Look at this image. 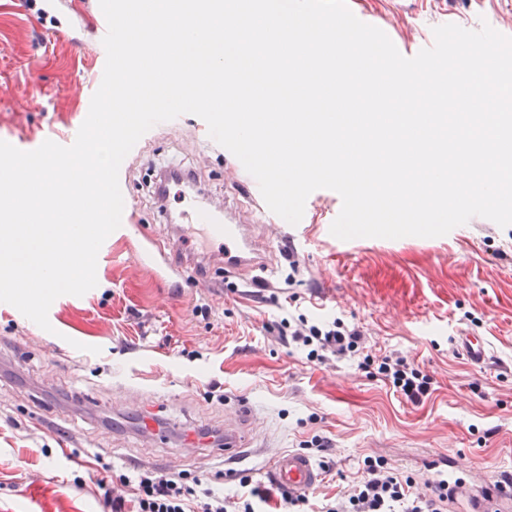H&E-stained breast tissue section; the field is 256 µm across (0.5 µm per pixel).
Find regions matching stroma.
Segmentation results:
<instances>
[{
    "instance_id": "obj_1",
    "label": "stroma",
    "mask_w": 512,
    "mask_h": 512,
    "mask_svg": "<svg viewBox=\"0 0 512 512\" xmlns=\"http://www.w3.org/2000/svg\"><path fill=\"white\" fill-rule=\"evenodd\" d=\"M76 2L51 18L0 0V134L47 140L81 121L99 72L79 15L97 0ZM368 9L411 47L445 14L512 36V0H370ZM209 140L192 114L141 137L121 164L134 221L99 251L96 287L52 303L51 330L0 303V512H111L99 480L147 469L221 495L240 493L245 474L265 491L266 458L228 472L182 441L223 428L242 402L256 412L252 439L270 451L330 441L331 471L309 492V512L341 497L369 457L420 492L441 472H512V226L475 217L442 237L343 241L330 232L335 201L315 192L294 254L283 251L279 216L258 227L265 287H238L220 265L201 278L183 267L194 246L159 215L148 175L176 164L211 201L254 216L242 163ZM298 314L359 326L369 354L406 356L432 377V393L415 404L355 362L309 361L277 331ZM463 330L488 338L491 365L461 357ZM147 420L163 438L143 432Z\"/></svg>"
}]
</instances>
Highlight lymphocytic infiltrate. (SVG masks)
<instances>
[{
	"label": "lymphocytic infiltrate",
	"mask_w": 512,
	"mask_h": 512,
	"mask_svg": "<svg viewBox=\"0 0 512 512\" xmlns=\"http://www.w3.org/2000/svg\"><path fill=\"white\" fill-rule=\"evenodd\" d=\"M278 331L306 349L310 361L356 359L359 370L381 377L410 402H420L433 389L432 378L406 357L393 354L377 361L365 355L362 331L342 319L311 323L302 317L285 318ZM100 486L112 512H122L124 490L129 486L136 495V512H257L249 498H221L211 489L187 485L181 478L164 473L145 471L132 478L122 477L113 485L104 480ZM452 498L447 480L430 482L428 493H418L410 477L393 472L382 459L369 458L364 462L362 478L348 489L344 501L328 503L325 512H448Z\"/></svg>",
	"instance_id": "1"
}]
</instances>
